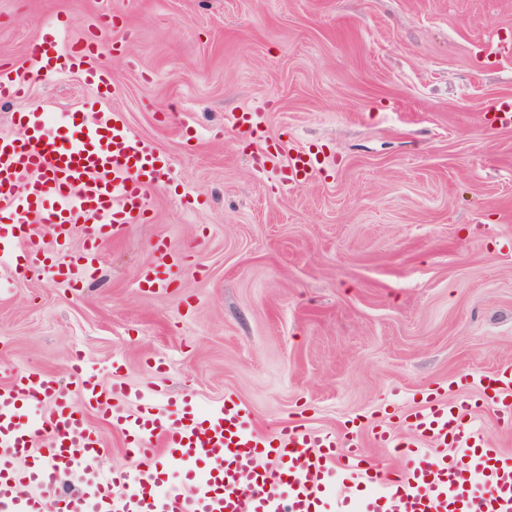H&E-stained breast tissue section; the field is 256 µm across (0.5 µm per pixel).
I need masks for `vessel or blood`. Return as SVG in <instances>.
<instances>
[{"instance_id":"1","label":"vessel or blood","mask_w":512,"mask_h":512,"mask_svg":"<svg viewBox=\"0 0 512 512\" xmlns=\"http://www.w3.org/2000/svg\"><path fill=\"white\" fill-rule=\"evenodd\" d=\"M65 18L45 27L30 53L54 77L82 74L86 85H108L96 64L107 46L97 33L62 48ZM25 90L0 66V104L13 105L12 118L24 139L0 137V264L14 277L25 272L14 263L22 247L31 266L52 269L70 285L93 277L100 246L128 224H141L149 211V189L170 174L166 156L133 136L115 112L72 114L62 132H46L45 112L26 106ZM318 171V160L298 152L288 160L289 186H303ZM86 226L83 251L67 261L54 259L36 225L50 228L65 245L74 224ZM175 272L165 256L148 267L142 284L164 288ZM480 401L447 402L431 392L405 417L400 432L381 426L372 445L397 449L405 465L380 483L363 452V422L352 420L340 433L303 425L283 426L273 434L254 428L233 399L223 408L198 412L171 404L167 414L143 403L128 414L114 403L115 390L83 376L80 403L42 374L18 373L0 384V512H321L335 497L337 512H350V499L334 496L322 473L345 474L365 492L360 512H512V455L488 448L475 422L479 406L490 408L497 423L512 427V370L483 377ZM49 404L46 419H25V409ZM103 410L113 429L126 438L127 451L140 471L103 473L95 464L103 446L87 413ZM185 465L180 489L159 491L163 456ZM83 486L59 489L69 473ZM53 492L46 502L45 492Z\"/></svg>"}]
</instances>
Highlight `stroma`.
I'll return each instance as SVG.
<instances>
[{"label":"stroma","instance_id":"stroma-1","mask_svg":"<svg viewBox=\"0 0 512 512\" xmlns=\"http://www.w3.org/2000/svg\"><path fill=\"white\" fill-rule=\"evenodd\" d=\"M58 14L69 43L116 16L106 96L33 77ZM494 37L512 41V0H0L28 104L56 128L89 102L119 112L171 161L94 279L0 270V382L70 389L79 357L106 388L233 396L269 434L478 396L512 366V128L486 124L512 61ZM243 112L253 134L229 123ZM295 151L322 162L299 188L274 162ZM161 242L178 275L141 287Z\"/></svg>","mask_w":512,"mask_h":512}]
</instances>
